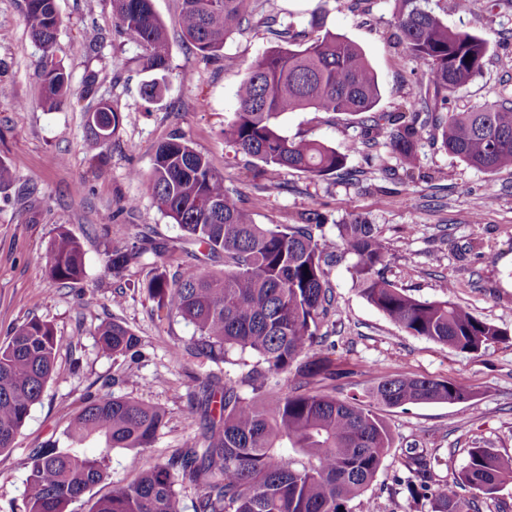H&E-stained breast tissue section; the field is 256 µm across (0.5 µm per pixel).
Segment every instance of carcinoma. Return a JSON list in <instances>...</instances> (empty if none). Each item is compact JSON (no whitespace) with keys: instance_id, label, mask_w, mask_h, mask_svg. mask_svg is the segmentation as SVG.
Instances as JSON below:
<instances>
[{"instance_id":"cac0c4a2","label":"carcinoma","mask_w":512,"mask_h":512,"mask_svg":"<svg viewBox=\"0 0 512 512\" xmlns=\"http://www.w3.org/2000/svg\"><path fill=\"white\" fill-rule=\"evenodd\" d=\"M116 26L143 48L142 70L169 69L168 34L153 0H112ZM257 0H182L183 36L204 58L256 15ZM32 39L42 57H55L60 21L55 0H24ZM275 46L252 62L237 85L238 110L224 128L236 151L265 167L300 171L312 179L346 173L348 155L316 139L289 137L278 120L288 112L361 117V145L383 143L402 171L420 170L417 147L427 128L432 139L466 165L494 174L512 169V104L486 103L468 112L440 114L429 101L449 97L481 74L490 39L451 29L422 0H395L399 43L424 68L427 87L408 97L404 111L375 112L381 85L364 51L322 31L321 7L310 30L295 31L269 15L262 19ZM42 104L52 110L68 95L71 75L60 60L46 65ZM90 146L104 147L121 124V112L100 100L90 108ZM149 183L157 208L181 231V243L202 251L192 261L174 257L168 244L145 227L124 248L106 247L107 272L119 276L147 254L170 256L143 284L158 318H178L193 328L184 348L201 363L240 368L237 380L215 374L192 377L193 409L200 413L205 445L180 448L137 480L96 500L89 512H185L181 488L198 490L193 512H352L363 500L392 448L379 408L455 404L472 391L455 382L399 375L383 377L363 395L338 399L326 391L341 373L318 339L333 304L325 267L336 262L315 212L294 224H257L225 187L224 177L180 134L156 149ZM345 252L356 258L353 278L361 294L403 331L462 353H479L507 340V333L450 300H418L383 278L388 247L376 225L353 214L337 225ZM48 271L67 285L84 272V251L68 231L51 242ZM101 349L132 361L141 339L123 323H101ZM53 326L32 318L0 345V451L14 446L31 407L55 367ZM292 373L296 382L277 391L272 379ZM165 426L155 406L105 393L89 398L65 432L66 446L49 441L32 452L26 480V512H70L69 506L108 477V455L81 457L74 448L96 436L105 450L151 447ZM411 494L431 496L432 512H477L478 495L512 484V455L473 448L455 483L432 491L426 450L407 456Z\"/></svg>"}]
</instances>
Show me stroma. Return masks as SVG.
<instances>
[{
    "label": "stroma",
    "mask_w": 512,
    "mask_h": 512,
    "mask_svg": "<svg viewBox=\"0 0 512 512\" xmlns=\"http://www.w3.org/2000/svg\"><path fill=\"white\" fill-rule=\"evenodd\" d=\"M56 3V54L71 73L72 90L59 108L49 110L41 103L42 50L29 35L23 2L0 0V61L6 65L0 72V159L14 173L13 182L0 188V344L33 317L52 324L59 340L53 376L15 447L0 452V512H25L31 450L64 440L88 396L109 392L160 407L166 424L147 450H112L110 479L74 501L72 512H88L91 501L131 483L147 464L203 444L187 384L211 366L171 355L189 341L192 327L154 315L143 287L152 260L118 277L106 271L104 261L105 247L135 242L146 225L176 243L180 231L158 210L148 181L158 143L176 131L223 175L256 223L288 224L298 213L315 210L324 218L323 234L334 240L350 214L362 215L388 244L381 269L387 280L419 300L450 299L507 331L506 342L477 354L410 335L361 295L350 272L352 255L328 267L334 302L321 332L330 359L346 373L336 382L337 397L402 374L473 391L472 398L454 405L383 411L393 445L366 492L373 512H431L429 500L411 498L400 483L410 449H426L436 489L453 484L470 448L512 455V171L486 174L425 139L418 146L423 177L403 178L391 172L395 159L378 163L352 152L362 136L358 117L307 110L282 115V131L348 151L346 175L314 180L291 169L261 175L259 161L225 140L224 126L238 109L237 84L247 65L271 46L262 28L244 26L218 56L206 60L182 36L181 0H154L168 30L170 61L162 95L148 102L140 93L148 78L139 65L142 49L117 33L112 0ZM429 6L448 26L492 40L482 73L451 97L448 111L512 100V0H499L489 10H467L459 0H429ZM394 13V0H376L367 12L352 0H328L324 12L327 30L365 52L383 87L381 112L398 111L425 80L395 43ZM93 33L102 42L91 54L86 38ZM89 70L98 74L97 97L122 115L99 152L87 148L92 100L81 89ZM270 179L281 190H266ZM490 183L496 189L491 197ZM62 227L85 252L82 279L65 286L50 278L46 265L47 249ZM112 319L140 337L139 361L112 358L97 345L95 327Z\"/></svg>",
    "instance_id": "35a3bbf8"
}]
</instances>
